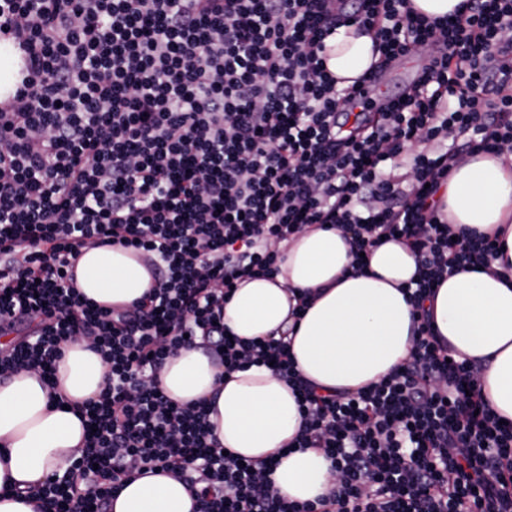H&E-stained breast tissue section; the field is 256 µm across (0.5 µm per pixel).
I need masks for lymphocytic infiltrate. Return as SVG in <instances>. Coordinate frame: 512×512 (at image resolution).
<instances>
[{
	"mask_svg": "<svg viewBox=\"0 0 512 512\" xmlns=\"http://www.w3.org/2000/svg\"><path fill=\"white\" fill-rule=\"evenodd\" d=\"M373 32L386 70L425 58L384 105L339 87L325 41ZM27 58L0 108V380L52 376L84 341L108 381L79 412L80 456L36 496L42 512H112L125 483L181 480L193 512H512V425L468 361L419 314L401 370L354 393L317 394L285 341L224 331L243 278L274 274L281 242L310 224L354 252L389 239L419 258L414 304L489 265L494 237L455 234L433 197L449 159L512 151V0H466L428 18L410 0H0V37ZM412 152L407 183L387 167ZM139 254L153 287L127 308L73 284L84 248ZM202 343L225 373L271 366L296 392L292 445L321 451L338 487L313 502L272 488L273 463L222 448L208 402L179 403L158 376Z\"/></svg>",
	"mask_w": 512,
	"mask_h": 512,
	"instance_id": "obj_1",
	"label": "lymphocytic infiltrate"
}]
</instances>
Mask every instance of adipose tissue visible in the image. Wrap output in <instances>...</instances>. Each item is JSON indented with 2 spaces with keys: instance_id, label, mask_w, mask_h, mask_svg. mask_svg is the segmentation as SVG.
<instances>
[{
  "instance_id": "ef3b65f1",
  "label": "adipose tissue",
  "mask_w": 512,
  "mask_h": 512,
  "mask_svg": "<svg viewBox=\"0 0 512 512\" xmlns=\"http://www.w3.org/2000/svg\"><path fill=\"white\" fill-rule=\"evenodd\" d=\"M326 46L327 66L344 87L380 58L373 34L354 26L337 28ZM434 200L454 230L500 234V257L443 280L425 310L453 356L477 366L488 403L512 424V154L476 151L451 161ZM279 251L274 275L242 279L226 300L225 333L286 340L301 377L321 394L354 393L403 367L416 327L406 292L418 271L411 248L381 242L359 270L349 235L313 224ZM153 284L141 258L120 247L88 248L75 266L76 287L104 306H130ZM302 297L307 307L294 314ZM158 381L176 401L210 399L209 421L225 451L276 458L272 481L281 495L309 502L333 489L330 460L292 447L301 426L296 395L266 366L226 376L203 348L191 346L167 360ZM106 382L99 355L75 342L53 379L22 370L0 383V512H39L33 489L63 474L83 446L77 403ZM112 512H193V499L179 479L149 473L125 484Z\"/></svg>"
}]
</instances>
